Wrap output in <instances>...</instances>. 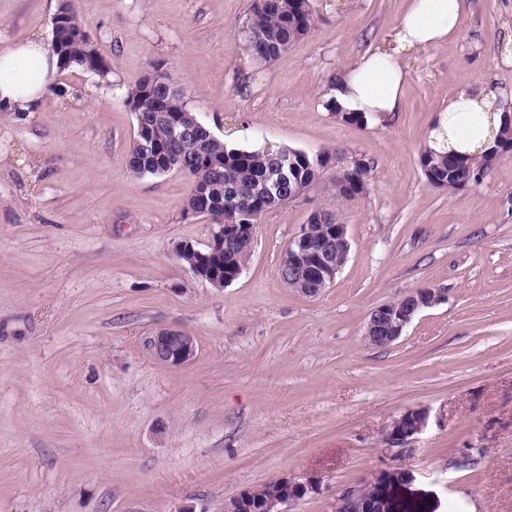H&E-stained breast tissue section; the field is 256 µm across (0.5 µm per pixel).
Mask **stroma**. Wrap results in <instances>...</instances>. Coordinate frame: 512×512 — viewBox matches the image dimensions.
<instances>
[{
	"mask_svg": "<svg viewBox=\"0 0 512 512\" xmlns=\"http://www.w3.org/2000/svg\"><path fill=\"white\" fill-rule=\"evenodd\" d=\"M252 0H81L110 85L69 69L67 97L0 112V512H220L284 476L317 492L288 512H335L345 489L400 466L427 512H512V152L477 182L430 186L420 158L434 109L487 77L512 90V0H467L461 35L408 62L401 112L336 119V72L396 24L405 0H311L315 26L260 66L242 34ZM58 0H0V38L50 29ZM162 65L227 144L329 153L322 179L266 213L223 288L196 278L179 243L205 247L179 173L135 176L127 92ZM372 166L369 190L334 196L337 173ZM351 249L315 297L279 265L317 210ZM418 288L440 294L390 346L370 313ZM174 329L194 358L149 348ZM410 408L412 442L387 441ZM155 357L168 366L177 367L192 359L195 355V341L178 330H162L150 340ZM426 421L425 410L410 409L392 422L387 439L392 444H403L414 440L422 432Z\"/></svg>",
	"mask_w": 512,
	"mask_h": 512,
	"instance_id": "stroma-1",
	"label": "stroma"
}]
</instances>
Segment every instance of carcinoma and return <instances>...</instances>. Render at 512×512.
I'll list each match as a JSON object with an SVG mask.
<instances>
[{
    "mask_svg": "<svg viewBox=\"0 0 512 512\" xmlns=\"http://www.w3.org/2000/svg\"><path fill=\"white\" fill-rule=\"evenodd\" d=\"M78 4L79 0H59L53 17L52 49L62 68L85 71L92 61L102 62L104 58L86 31ZM313 24L311 0H254L243 35L253 59L267 64L307 36ZM126 103L136 121L135 140L129 155L131 172L137 177L160 175L166 170H176V162L183 161V175L190 182L184 211L210 217L218 231L226 224L235 223V207H227L230 201L250 211L247 223L257 224L267 212L319 182L330 160L324 153L310 155L272 145L250 150L225 144L198 120L188 107L184 88L159 65L151 66L128 91ZM162 112L192 130L191 136L170 140L169 129L156 124V117ZM147 129L161 141V150L146 152L141 148L140 140ZM283 153L294 158V165L290 178L273 191L268 174L275 169L276 159ZM494 161L493 157H485L467 164L446 157L436 158L428 151L421 155L423 174L427 182L437 188L455 187L462 169L476 181L492 168ZM231 192L236 194L232 200L228 198ZM254 238L255 234L246 230L238 236L231 250L222 249L215 240L204 249L189 242L181 243L176 252L188 268L200 265L208 277L234 281L251 255Z\"/></svg>",
    "mask_w": 512,
    "mask_h": 512,
    "instance_id": "obj_1",
    "label": "carcinoma"
}]
</instances>
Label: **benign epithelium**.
<instances>
[{"label": "benign epithelium", "instance_id": "obj_1", "mask_svg": "<svg viewBox=\"0 0 512 512\" xmlns=\"http://www.w3.org/2000/svg\"><path fill=\"white\" fill-rule=\"evenodd\" d=\"M317 225L305 224L288 244L291 264L306 269V279L298 283L297 292L315 297L330 287L344 266L338 258H347L350 243L347 225L336 227L334 237L317 245ZM253 230L251 224H226L217 233L218 241L232 243L243 230ZM440 301V296L429 288H419L403 298L374 309L367 320L364 340L376 347H386L397 341L417 314ZM155 357L162 363L177 367L195 355L194 338L178 330H162L150 340ZM427 413L410 409L395 419L387 439L392 444H403L416 439L425 427ZM286 485L257 499L260 512H287L288 506L315 491L318 484L285 478ZM414 481L413 473L403 467H389L376 473L360 489H351L338 495L336 512H396L400 507L399 493Z\"/></svg>", "mask_w": 512, "mask_h": 512}]
</instances>
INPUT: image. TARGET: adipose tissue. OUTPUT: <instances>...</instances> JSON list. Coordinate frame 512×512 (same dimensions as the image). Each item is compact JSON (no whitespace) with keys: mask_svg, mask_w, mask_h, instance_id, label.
Listing matches in <instances>:
<instances>
[{"mask_svg":"<svg viewBox=\"0 0 512 512\" xmlns=\"http://www.w3.org/2000/svg\"><path fill=\"white\" fill-rule=\"evenodd\" d=\"M463 0H407L382 47L340 70L328 98L365 119L399 111L408 80L405 61L460 33ZM48 35L36 33L0 44V110L29 112L59 72ZM505 94L484 78L462 88L434 114L427 148L438 155L473 160L496 149L506 119Z\"/></svg>","mask_w":512,"mask_h":512,"instance_id":"obj_1","label":"adipose tissue"}]
</instances>
